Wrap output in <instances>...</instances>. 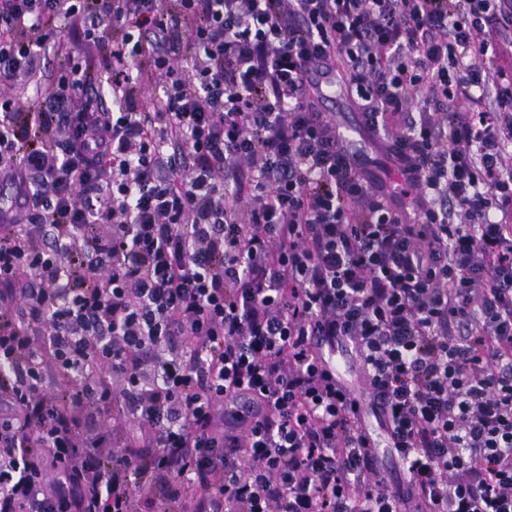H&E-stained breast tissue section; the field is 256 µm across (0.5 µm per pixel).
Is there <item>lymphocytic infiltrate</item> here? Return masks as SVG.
<instances>
[{
  "label": "lymphocytic infiltrate",
  "mask_w": 512,
  "mask_h": 512,
  "mask_svg": "<svg viewBox=\"0 0 512 512\" xmlns=\"http://www.w3.org/2000/svg\"><path fill=\"white\" fill-rule=\"evenodd\" d=\"M0 187V512H512V0H0ZM363 152L366 153L362 160L363 165L372 169L380 176L386 191L391 194H400L403 189H407L402 182H399V174L385 153L371 147H366Z\"/></svg>",
  "instance_id": "obj_1"
}]
</instances>
